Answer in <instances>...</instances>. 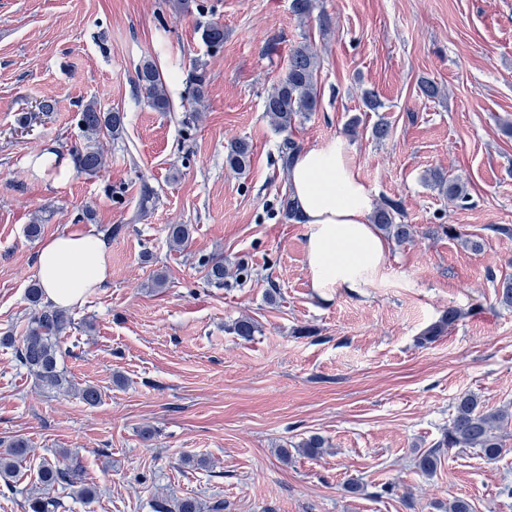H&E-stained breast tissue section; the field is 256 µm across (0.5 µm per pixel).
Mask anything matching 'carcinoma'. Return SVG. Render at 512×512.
<instances>
[{
    "label": "carcinoma",
    "instance_id": "carcinoma-1",
    "mask_svg": "<svg viewBox=\"0 0 512 512\" xmlns=\"http://www.w3.org/2000/svg\"><path fill=\"white\" fill-rule=\"evenodd\" d=\"M203 41L213 49L224 45V27L213 23L202 32ZM320 61L317 55L304 43L296 46L290 55L288 70L268 92L264 102V112L271 119L276 130L285 134L280 145V159L283 169H288L301 146L288 135L295 125L317 109V82ZM136 91L147 99L148 105L157 112H168L171 103L166 92L163 73L151 61H146L137 69ZM78 126L83 135V144L74 146L71 156L77 172L95 175L104 166V153L101 136L118 137L123 131L124 115L121 112H104L97 102L86 103L78 112ZM251 146L245 140L230 144L227 165L238 171L244 170L249 162ZM435 183L446 193L451 201L466 205L469 196L465 187L456 181L448 180L441 173L433 176ZM404 210L400 203L387 200L377 206L373 222L388 239L405 242L412 238L411 225L403 223ZM190 228L187 224H169L166 226V239L170 249L183 248L189 241ZM207 281L217 287L224 286V263L217 259L205 262ZM43 290L40 282L31 281L27 288V300L35 312L27 322L20 344H15L12 336L0 338V344L15 346V357L19 365L36 378L39 386L48 391L70 390L73 380L69 379L61 359L63 351L61 339L74 325L72 315L66 309L55 308L42 302ZM461 318V312L450 308L419 337L422 345L439 339L449 327ZM504 415L486 412L480 406L477 397L470 393L460 394L454 403V413L444 429L441 438L432 448L417 454L416 466L422 475H434L441 463V456L454 448H471L488 462L496 461L503 451L502 436L499 434ZM324 439L311 435L297 445V451L315 456L321 453ZM28 454L27 444L20 440L12 441L0 451V480L5 484L15 478L19 463ZM82 463L73 458L70 464L61 467L56 462L43 459L39 464L38 475L43 485L54 487L61 485L70 488V495L83 502H90L97 496V488L80 478ZM29 512H58L61 502L49 495L31 497L27 503ZM153 512H224V501L217 499L203 504L194 497L186 496L169 505L165 500H154Z\"/></svg>",
    "mask_w": 512,
    "mask_h": 512
}]
</instances>
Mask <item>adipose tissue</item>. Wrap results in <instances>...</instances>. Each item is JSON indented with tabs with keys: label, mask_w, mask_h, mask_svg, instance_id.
I'll list each match as a JSON object with an SVG mask.
<instances>
[{
	"label": "adipose tissue",
	"mask_w": 512,
	"mask_h": 512,
	"mask_svg": "<svg viewBox=\"0 0 512 512\" xmlns=\"http://www.w3.org/2000/svg\"><path fill=\"white\" fill-rule=\"evenodd\" d=\"M292 207L307 228L311 286L359 294L384 271L388 243L372 222L374 197L344 137L306 148L288 170ZM110 245L95 230L56 236L38 256L44 298L67 308L104 287Z\"/></svg>",
	"instance_id": "1"
}]
</instances>
